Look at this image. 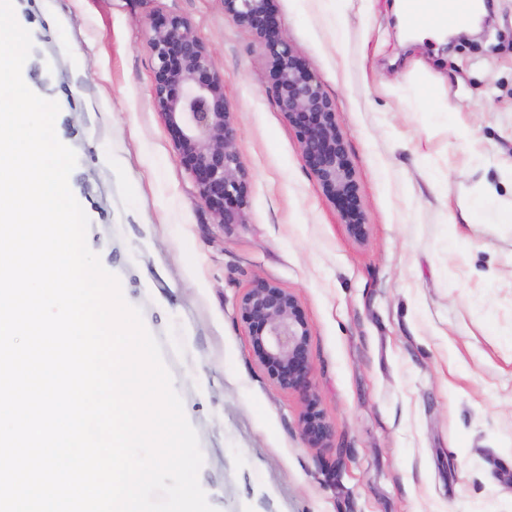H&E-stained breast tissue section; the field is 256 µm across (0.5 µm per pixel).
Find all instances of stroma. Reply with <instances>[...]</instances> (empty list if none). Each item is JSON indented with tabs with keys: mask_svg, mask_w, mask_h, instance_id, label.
Here are the masks:
<instances>
[{
	"mask_svg": "<svg viewBox=\"0 0 512 512\" xmlns=\"http://www.w3.org/2000/svg\"><path fill=\"white\" fill-rule=\"evenodd\" d=\"M13 4L33 41L22 77L58 102L77 155L87 244L161 347L216 512H512V223L447 222L487 184L512 207V0H493L487 36L450 48L408 35L398 0H348L340 42L321 0H275L336 107L362 239L305 167L270 61L224 0ZM159 15L187 18L224 76L243 223H215L154 106ZM258 278L295 294L309 324L325 444L301 437L302 395L252 354L238 300Z\"/></svg>",
	"mask_w": 512,
	"mask_h": 512,
	"instance_id": "obj_1",
	"label": "stroma"
}]
</instances>
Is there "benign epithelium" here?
<instances>
[{
	"label": "benign epithelium",
	"mask_w": 512,
	"mask_h": 512,
	"mask_svg": "<svg viewBox=\"0 0 512 512\" xmlns=\"http://www.w3.org/2000/svg\"><path fill=\"white\" fill-rule=\"evenodd\" d=\"M224 13L260 39L271 63L269 90L295 131L305 166L336 206L349 234L365 238L369 225L336 109L319 79L294 52L274 0H224ZM149 27L154 106L167 120L179 161L215 223L241 224L250 184L236 147L224 75L187 19L157 16ZM238 308L248 325L255 359L279 388L303 395L307 410L301 436L312 445L325 442L333 426L315 410L309 379L311 333L296 296L258 278L242 294Z\"/></svg>",
	"instance_id": "1"
}]
</instances>
